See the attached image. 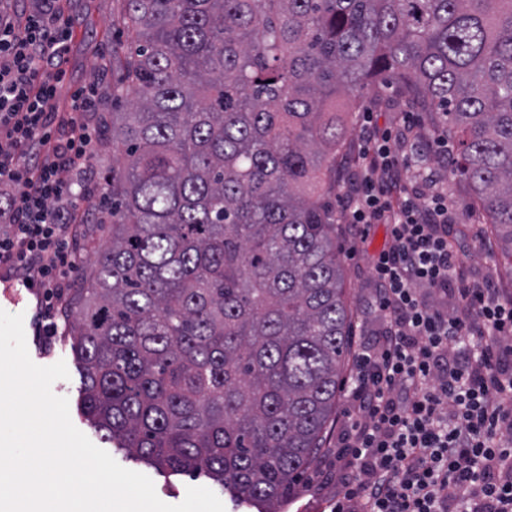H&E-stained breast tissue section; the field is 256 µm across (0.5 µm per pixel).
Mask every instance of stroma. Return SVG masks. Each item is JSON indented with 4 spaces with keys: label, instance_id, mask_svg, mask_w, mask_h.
Wrapping results in <instances>:
<instances>
[{
    "label": "stroma",
    "instance_id": "35a3bbf8",
    "mask_svg": "<svg viewBox=\"0 0 512 512\" xmlns=\"http://www.w3.org/2000/svg\"><path fill=\"white\" fill-rule=\"evenodd\" d=\"M120 9V0H62L63 20L71 30V39L66 54L65 75L60 83L57 102L68 105L71 94L89 83H98L102 94H110L113 77L119 76V68L112 65V44L121 39L119 29L113 27L112 18ZM418 103H405L392 81L372 82L363 96L350 109L347 117L345 146L336 167V180L343 188L354 182L353 160L359 152L362 140V115L372 113L375 123L382 128L398 126L403 112L419 111ZM448 195L459 203V217L463 224L476 227L475 235L463 239L460 249L464 260L473 267L491 265L496 271L497 286L502 292H512V260L499 251L495 238L481 232V219L463 204V185L451 181L447 184ZM106 209L93 204L86 212L87 221L73 227L77 241L76 255L80 260L93 261L96 252L105 245L108 227L103 218ZM337 239L343 249H356L355 260L345 263V286L352 300H360L372 286L366 262L368 255L388 247L390 237L386 226L374 227L367 240L353 239L350 231L337 229ZM0 310L23 317L26 344L31 360L40 366H49L65 361L69 377L55 381V395L67 397L70 403V418L74 426L101 449L111 452L113 458L124 468L137 471L152 479L158 497L165 503H181L186 490L191 486L214 488L215 483L205 475L190 473L168 474L127 457L113 449L111 443L102 441L81 417L77 403L83 387V375L71 351L68 335V320L61 309L47 311L44 291L41 288H21L20 279L13 269L0 266ZM310 485L299 488L281 507L280 512H329L333 499L332 484L316 483L315 469L305 473Z\"/></svg>",
    "mask_w": 512,
    "mask_h": 512
}]
</instances>
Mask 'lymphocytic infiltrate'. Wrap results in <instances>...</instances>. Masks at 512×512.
I'll use <instances>...</instances> for the list:
<instances>
[{
	"instance_id": "obj_1",
	"label": "lymphocytic infiltrate",
	"mask_w": 512,
	"mask_h": 512,
	"mask_svg": "<svg viewBox=\"0 0 512 512\" xmlns=\"http://www.w3.org/2000/svg\"><path fill=\"white\" fill-rule=\"evenodd\" d=\"M58 0L18 16L0 2V265L27 269L48 301L75 270L70 228L92 199L81 177L99 149L95 87L53 107L69 32ZM366 165L340 214L358 238L386 225L360 303L336 434L331 512H512V294L468 268L433 174L404 185L399 131L363 117Z\"/></svg>"
}]
</instances>
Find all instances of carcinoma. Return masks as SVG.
<instances>
[{"label": "carcinoma", "instance_id": "carcinoma-1", "mask_svg": "<svg viewBox=\"0 0 512 512\" xmlns=\"http://www.w3.org/2000/svg\"><path fill=\"white\" fill-rule=\"evenodd\" d=\"M116 23L110 241L65 301L83 414L157 469L280 502L352 349L337 95L390 77L422 101L512 255V0H123Z\"/></svg>", "mask_w": 512, "mask_h": 512}]
</instances>
